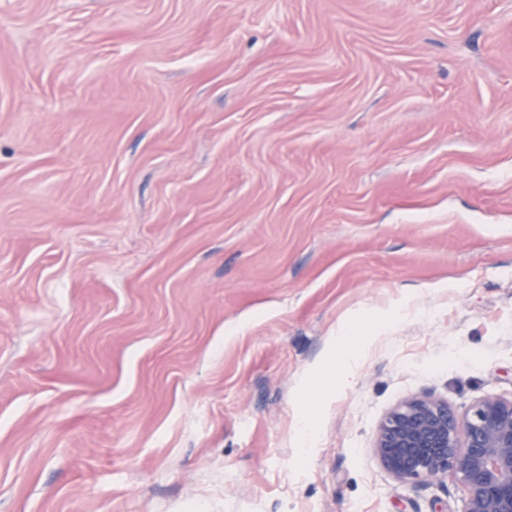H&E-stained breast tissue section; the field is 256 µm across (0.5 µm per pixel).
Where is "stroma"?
<instances>
[{
  "label": "stroma",
  "mask_w": 512,
  "mask_h": 512,
  "mask_svg": "<svg viewBox=\"0 0 512 512\" xmlns=\"http://www.w3.org/2000/svg\"><path fill=\"white\" fill-rule=\"evenodd\" d=\"M422 393L512 395V0H0V512H461Z\"/></svg>",
  "instance_id": "stroma-1"
}]
</instances>
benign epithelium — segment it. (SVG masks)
I'll list each match as a JSON object with an SVG mask.
<instances>
[{
  "label": "benign epithelium",
  "instance_id": "7a95c632",
  "mask_svg": "<svg viewBox=\"0 0 512 512\" xmlns=\"http://www.w3.org/2000/svg\"><path fill=\"white\" fill-rule=\"evenodd\" d=\"M373 454L401 483L453 476L466 490L461 512H512V396L481 397L461 414L412 396L386 414Z\"/></svg>",
  "mask_w": 512,
  "mask_h": 512
}]
</instances>
